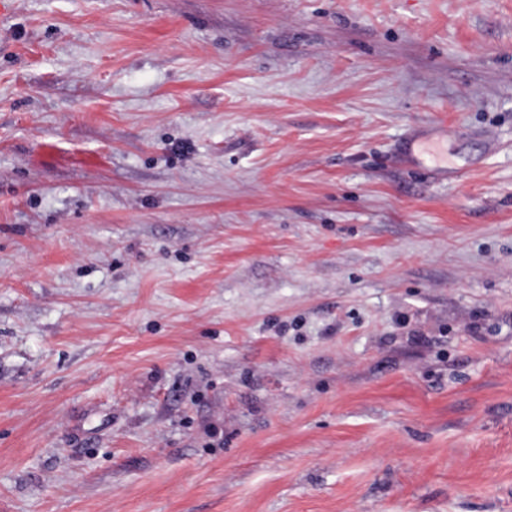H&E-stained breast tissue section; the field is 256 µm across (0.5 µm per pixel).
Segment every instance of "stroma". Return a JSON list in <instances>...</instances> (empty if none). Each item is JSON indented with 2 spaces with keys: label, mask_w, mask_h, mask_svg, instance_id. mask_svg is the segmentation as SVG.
Masks as SVG:
<instances>
[{
  "label": "stroma",
  "mask_w": 512,
  "mask_h": 512,
  "mask_svg": "<svg viewBox=\"0 0 512 512\" xmlns=\"http://www.w3.org/2000/svg\"><path fill=\"white\" fill-rule=\"evenodd\" d=\"M0 512H512V0H0Z\"/></svg>",
  "instance_id": "obj_1"
}]
</instances>
